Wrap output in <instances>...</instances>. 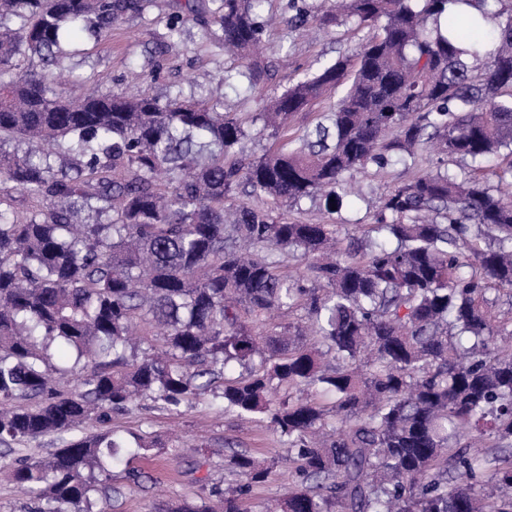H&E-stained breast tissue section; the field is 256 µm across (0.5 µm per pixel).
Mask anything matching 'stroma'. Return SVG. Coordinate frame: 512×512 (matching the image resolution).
Here are the masks:
<instances>
[{
    "label": "stroma",
    "mask_w": 512,
    "mask_h": 512,
    "mask_svg": "<svg viewBox=\"0 0 512 512\" xmlns=\"http://www.w3.org/2000/svg\"><path fill=\"white\" fill-rule=\"evenodd\" d=\"M289 1L267 0L265 5L270 21L262 55L273 66V78L254 89L244 82L225 83V71L235 68L237 62L203 37L198 27H186L180 36L169 37L166 21L185 0H149L142 13L115 24L111 36L101 40L78 35L53 67V79L69 85L88 80L107 94H140L162 100L178 93L191 94L219 103L223 111L247 117L263 111L267 97L281 92L305 69L354 54L365 37L364 32L350 26L321 31L289 27ZM409 175L401 164L370 170L363 181L362 196L345 199L335 216L337 223L350 228L371 223L380 196ZM112 427L150 433L176 443L179 450L173 454L164 447L156 448L150 459L127 456L114 465L112 485L120 495L108 502V512H160L165 505L198 499L202 483L193 468L202 444L212 451L229 445L268 460L288 453L287 442L264 422L223 411L208 395L178 414L144 402L113 415ZM62 444L61 437L51 435L9 448L0 445V512H21L25 502L7 478L6 465L18 459L48 457ZM133 469L148 472L149 481L138 486L128 484L126 474Z\"/></svg>",
    "instance_id": "1"
}]
</instances>
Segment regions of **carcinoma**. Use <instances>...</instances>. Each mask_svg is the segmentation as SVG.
<instances>
[{"label": "carcinoma", "mask_w": 512, "mask_h": 512, "mask_svg": "<svg viewBox=\"0 0 512 512\" xmlns=\"http://www.w3.org/2000/svg\"><path fill=\"white\" fill-rule=\"evenodd\" d=\"M264 2L188 4L167 29L219 28L255 88ZM501 2L336 0L295 18L369 35L269 99L257 154L217 104L75 97L13 72L14 57L50 66L69 35H105L144 0H0V141L30 145L0 154V443L68 436L9 468L26 512H96L118 493L112 465L153 448L112 414L207 393L287 440L292 490L276 512H512V316L491 299L512 297ZM334 94L313 129L290 132ZM421 149L471 171L400 181L372 223L343 232L333 215L352 181ZM306 200L328 222L291 218ZM141 322L163 330L142 353ZM88 420L100 430L82 432ZM277 464L232 451L238 483L162 512H243Z\"/></svg>", "instance_id": "cac0c4a2"}]
</instances>
